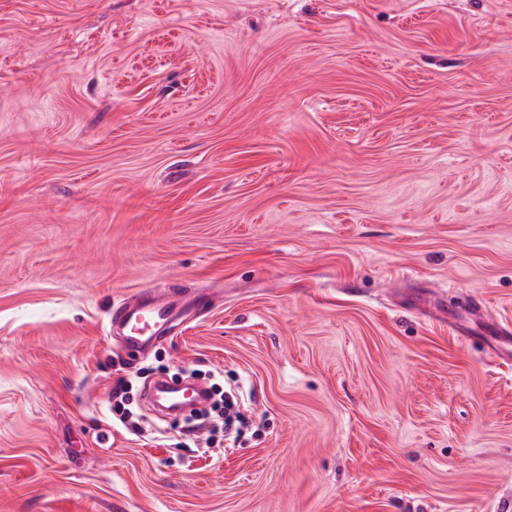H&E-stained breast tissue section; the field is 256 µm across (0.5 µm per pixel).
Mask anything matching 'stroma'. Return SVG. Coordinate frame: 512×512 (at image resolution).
Here are the masks:
<instances>
[{"label": "stroma", "mask_w": 512, "mask_h": 512, "mask_svg": "<svg viewBox=\"0 0 512 512\" xmlns=\"http://www.w3.org/2000/svg\"><path fill=\"white\" fill-rule=\"evenodd\" d=\"M511 323L512 0H0V512H512ZM142 302H125L110 315L109 331L118 328L128 348L160 342V330L176 317H188L198 313L201 299L186 295L180 302L173 300L166 289L148 291Z\"/></svg>", "instance_id": "35a3bbf8"}]
</instances>
